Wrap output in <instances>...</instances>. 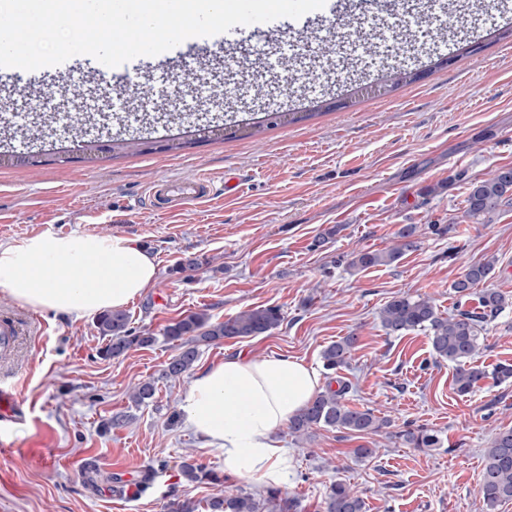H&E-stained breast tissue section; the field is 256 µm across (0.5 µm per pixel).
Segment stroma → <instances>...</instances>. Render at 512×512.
<instances>
[{
  "label": "stroma",
  "instance_id": "1",
  "mask_svg": "<svg viewBox=\"0 0 512 512\" xmlns=\"http://www.w3.org/2000/svg\"><path fill=\"white\" fill-rule=\"evenodd\" d=\"M346 2L307 31L283 25L274 41L245 29L206 51L187 39L168 62L115 69L78 55L0 77V243L121 234L146 246L158 271L125 307L131 327L156 341L117 359L102 357L95 317L21 308L0 292V318L20 324L0 372L14 373L23 413L0 448V512H207L222 490L280 512L265 488L224 476L222 452L184 427L189 377H160L178 352L162 336L169 323L270 306L283 315L278 328L201 345L197 366L295 357L323 380L346 381L349 404L391 422L361 438L317 427L299 439L281 427L288 472L279 491L291 512H324L336 481L361 491L365 512H486L483 455L512 428V380L458 395L453 366L435 357L427 332L387 334L380 311L398 295L430 299L445 315L474 309L476 296L451 285L471 263L495 258L486 285L509 305L485 323L478 361L512 362V202L482 224L465 213L471 182L512 166V0L487 14L483 0ZM462 14L471 24L448 33ZM188 70L197 75L190 88L181 83ZM396 70L417 78L392 85ZM273 111L290 121L195 138L200 128L258 125ZM75 115L86 119L85 140L146 148L87 159L72 142ZM201 176L211 193L195 205L163 211L148 198L152 184ZM406 224L417 227V250L389 266L349 268L352 251L387 249ZM189 258L201 268L179 270ZM349 335L358 342L346 364L325 369L322 351ZM148 381L153 398L134 404L133 387ZM116 415L127 424L107 429ZM420 427L438 434V447L402 439ZM361 446L374 458L357 459ZM90 459L101 471L94 483L83 477ZM186 461L223 482L188 481ZM130 473L149 476L147 489L113 493Z\"/></svg>",
  "mask_w": 512,
  "mask_h": 512
}]
</instances>
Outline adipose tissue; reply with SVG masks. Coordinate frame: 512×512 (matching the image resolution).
<instances>
[{
    "instance_id": "1",
    "label": "adipose tissue",
    "mask_w": 512,
    "mask_h": 512,
    "mask_svg": "<svg viewBox=\"0 0 512 512\" xmlns=\"http://www.w3.org/2000/svg\"><path fill=\"white\" fill-rule=\"evenodd\" d=\"M156 276L153 257L127 236L38 234L0 244V291L33 310L77 319L118 310ZM325 386L296 358L227 357L193 375L180 409L185 427L222 451L225 475L279 486L288 451L276 432Z\"/></svg>"
}]
</instances>
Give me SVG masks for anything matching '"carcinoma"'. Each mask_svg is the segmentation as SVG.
I'll return each mask as SVG.
<instances>
[{
    "label": "carcinoma",
    "mask_w": 512,
    "mask_h": 512,
    "mask_svg": "<svg viewBox=\"0 0 512 512\" xmlns=\"http://www.w3.org/2000/svg\"><path fill=\"white\" fill-rule=\"evenodd\" d=\"M512 197V169L499 167L487 177L470 184L466 214L478 220L494 213L503 202ZM417 227L403 226L396 234L397 243L388 250L352 253L350 267L365 270L369 267L389 265L407 251L417 247ZM495 267L490 258L470 265L466 272L453 282V291L468 297L478 284L486 281ZM508 305L506 297L490 288L478 295V307L459 310L454 314H439L434 304L425 298L396 296L381 310L382 326L390 334L423 329L429 332L434 353L455 367L453 386L460 395H466L479 382L494 376L500 381L512 378V364L500 363L488 372L475 364V354L480 346L478 335L481 325L493 318ZM282 321L280 310L275 307L248 309L224 321L213 322L204 312H191L163 329V336L179 343V353L165 366L162 377L177 380L190 371L198 357V347L224 338L261 336L276 329ZM99 334L108 343L101 351L105 358H118L134 346L146 347L155 343L152 335L137 334L129 327V316L122 310L106 311L96 320ZM357 343V337L346 336L328 345L322 351L325 369L334 370L346 363ZM348 386L327 387L317 393L311 403L290 420L291 432L300 437L315 427L345 429L354 434L379 432L387 422L379 419L369 409L352 407L345 400ZM405 440L416 448H434L439 444L438 435L427 429L408 430ZM182 474L190 481L215 479L213 473L194 463H183ZM479 495L486 512H497L499 506L512 502V430L497 434L485 451ZM210 512H259V505L249 494L233 497L219 495L208 504ZM363 498L350 486L336 482L329 486L324 501V512H365Z\"/></svg>",
    "instance_id": "cac0c4a2"
}]
</instances>
